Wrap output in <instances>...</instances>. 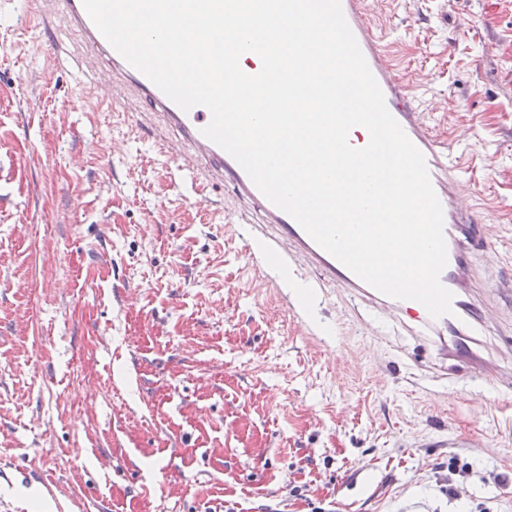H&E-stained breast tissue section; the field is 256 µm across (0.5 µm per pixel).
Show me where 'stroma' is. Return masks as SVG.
<instances>
[{
    "label": "stroma",
    "instance_id": "1",
    "mask_svg": "<svg viewBox=\"0 0 512 512\" xmlns=\"http://www.w3.org/2000/svg\"><path fill=\"white\" fill-rule=\"evenodd\" d=\"M37 10L0 0V512H512V391L436 378L365 298L289 308L313 271L258 267L231 227L260 213L85 99L73 35ZM368 18L438 139L469 126L460 182L497 232L472 259L512 289V0Z\"/></svg>",
    "mask_w": 512,
    "mask_h": 512
}]
</instances>
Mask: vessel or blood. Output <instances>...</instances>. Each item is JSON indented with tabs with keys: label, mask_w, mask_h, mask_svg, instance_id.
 Returning <instances> with one entry per match:
<instances>
[{
	"label": "vessel or blood",
	"mask_w": 512,
	"mask_h": 512,
	"mask_svg": "<svg viewBox=\"0 0 512 512\" xmlns=\"http://www.w3.org/2000/svg\"><path fill=\"white\" fill-rule=\"evenodd\" d=\"M39 4L43 18L60 20L80 36L84 47L82 70L91 76L86 91H93L95 83L104 82L111 88L113 100L119 101L127 112L136 111L140 100L151 101L156 110L151 122L154 134L162 135L170 126L181 132V142L174 145L173 155L182 174L195 183L230 180L237 198L260 207L265 226L278 231L274 237L261 232L251 236L260 245L265 266L279 268L292 259L312 266L319 270L323 286L341 294L369 298L394 315L407 317L418 335L433 337L439 357L448 362L449 372L463 366L478 379L512 385V368L485 358L474 342L495 305L490 302L479 307L473 301L480 276L472 265L470 246L478 239L491 240L493 234L474 205L462 201L456 192L467 158L438 141L430 132L424 110L408 99L394 56L368 22L367 0H341L343 14L384 94L389 112L423 153L443 208L447 265L440 281L452 292L453 300L451 314L437 319L430 317L420 302L389 297L364 283L320 247L294 218L273 205L241 166L204 136L203 130L212 119L209 109L199 105L185 111L174 104L111 46L88 16L83 0H39Z\"/></svg>",
	"instance_id": "vessel-or-blood-1"
}]
</instances>
